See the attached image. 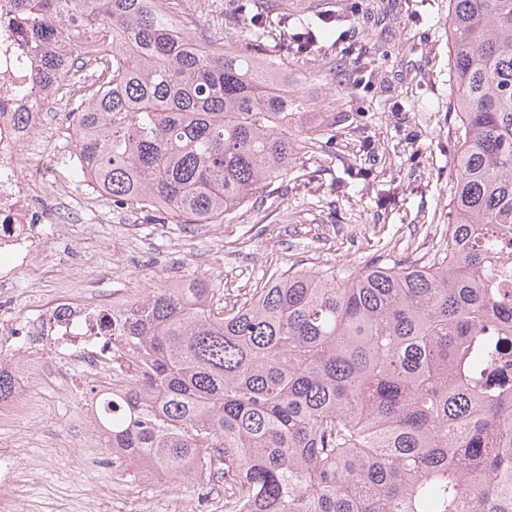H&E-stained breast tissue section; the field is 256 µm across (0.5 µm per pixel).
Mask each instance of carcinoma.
I'll return each mask as SVG.
<instances>
[{
	"mask_svg": "<svg viewBox=\"0 0 512 512\" xmlns=\"http://www.w3.org/2000/svg\"><path fill=\"white\" fill-rule=\"evenodd\" d=\"M17 2L38 82L83 76L74 176L115 209L222 224L299 173L309 103L272 64L178 36L164 0ZM448 19L442 252L277 269L243 303L199 279L125 299L97 420L119 476L204 481L224 512H512V0Z\"/></svg>",
	"mask_w": 512,
	"mask_h": 512,
	"instance_id": "cac0c4a2",
	"label": "carcinoma"
}]
</instances>
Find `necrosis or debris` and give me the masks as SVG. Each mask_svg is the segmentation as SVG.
I'll use <instances>...</instances> for the list:
<instances>
[{
	"label": "necrosis or debris",
	"instance_id": "1",
	"mask_svg": "<svg viewBox=\"0 0 512 512\" xmlns=\"http://www.w3.org/2000/svg\"><path fill=\"white\" fill-rule=\"evenodd\" d=\"M12 9L13 0H0V294L16 288L22 273L41 259L52 262L54 282L51 294L33 300L26 316L0 304V335L11 342L0 351V371L21 389L49 375L92 381L85 406L95 418L105 392L97 381L112 375V331L101 322L112 304L74 292L78 266L58 252L59 236L48 230L57 214L39 187L41 174L21 168L43 144L49 102L66 100L68 85L39 89L35 50L16 27Z\"/></svg>",
	"mask_w": 512,
	"mask_h": 512
}]
</instances>
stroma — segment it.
Returning <instances> with one entry per match:
<instances>
[{
  "mask_svg": "<svg viewBox=\"0 0 512 512\" xmlns=\"http://www.w3.org/2000/svg\"><path fill=\"white\" fill-rule=\"evenodd\" d=\"M225 4L170 0L169 12L200 41L220 38L273 60L333 141L302 142L300 178L283 182L272 207L225 219L220 238L185 233L166 216L113 211L108 196L81 183L89 206L74 210L81 233L67 248L75 260H94L86 288L126 297L163 278H199L220 282L227 301L241 302L273 260L321 274L359 270L383 252L428 259L448 235L456 161L448 0H288L293 23L271 40L249 20L225 18ZM328 12L338 21L320 46L284 51L294 24ZM329 55L341 60L340 72H328ZM81 389L75 378L39 383L23 394L34 415H0V441L24 444L18 512H182L187 496L208 493L199 481H117L108 459L88 469L82 449L103 440L85 418ZM49 424L69 433L66 447L50 450Z\"/></svg>",
  "mask_w": 512,
  "mask_h": 512,
  "instance_id": "stroma-1",
  "label": "stroma"
}]
</instances>
